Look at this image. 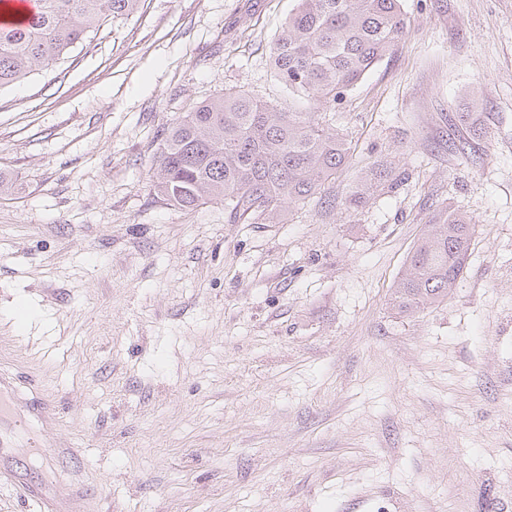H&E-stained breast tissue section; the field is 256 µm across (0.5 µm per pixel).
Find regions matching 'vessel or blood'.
I'll list each match as a JSON object with an SVG mask.
<instances>
[{
    "label": "vessel or blood",
    "instance_id": "1",
    "mask_svg": "<svg viewBox=\"0 0 512 512\" xmlns=\"http://www.w3.org/2000/svg\"><path fill=\"white\" fill-rule=\"evenodd\" d=\"M50 404L33 407L23 393L21 381L0 373V458L11 455L19 446L16 430L31 417L44 418L50 413ZM78 492L68 483H26L22 486V497L33 504L39 512H75Z\"/></svg>",
    "mask_w": 512,
    "mask_h": 512
}]
</instances>
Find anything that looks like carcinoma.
Returning <instances> with one entry per match:
<instances>
[{"instance_id": "cac0c4a2", "label": "carcinoma", "mask_w": 512, "mask_h": 512, "mask_svg": "<svg viewBox=\"0 0 512 512\" xmlns=\"http://www.w3.org/2000/svg\"><path fill=\"white\" fill-rule=\"evenodd\" d=\"M142 0H37L18 22H0V90L48 70L73 48ZM270 48V65L288 92L332 109L408 29L403 0H296ZM336 113L285 112L240 90L202 102L165 133L153 160L154 189L185 211L224 203L230 224L253 217L280 223L306 204L346 163ZM393 170L377 165L345 198L364 208ZM475 225L448 207L437 212L410 252L392 296L412 314L442 303L456 287Z\"/></svg>"}]
</instances>
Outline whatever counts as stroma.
<instances>
[{
    "mask_svg": "<svg viewBox=\"0 0 512 512\" xmlns=\"http://www.w3.org/2000/svg\"><path fill=\"white\" fill-rule=\"evenodd\" d=\"M295 0H144L58 68L0 91V367L56 407L0 464L81 512H512V0H404L394 52L336 107L319 197L228 223L157 196L154 154L200 102L275 78ZM477 113L471 138L458 121ZM395 188L344 199L375 165ZM475 226L447 301L392 292L446 205Z\"/></svg>",
    "mask_w": 512,
    "mask_h": 512,
    "instance_id": "35a3bbf8",
    "label": "stroma"
}]
</instances>
